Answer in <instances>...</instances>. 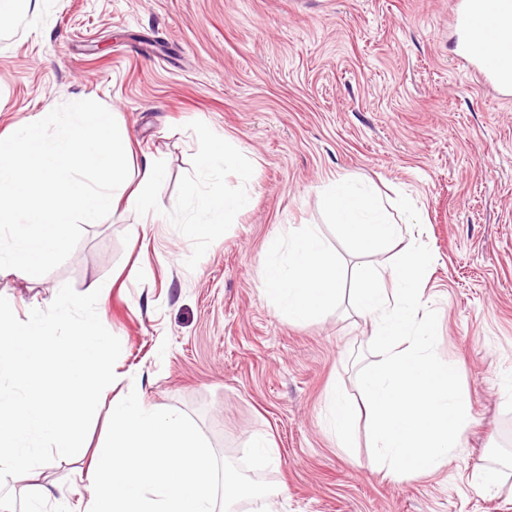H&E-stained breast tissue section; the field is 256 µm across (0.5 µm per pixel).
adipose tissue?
Wrapping results in <instances>:
<instances>
[{
  "instance_id": "1",
  "label": "adipose tissue",
  "mask_w": 512,
  "mask_h": 512,
  "mask_svg": "<svg viewBox=\"0 0 512 512\" xmlns=\"http://www.w3.org/2000/svg\"><path fill=\"white\" fill-rule=\"evenodd\" d=\"M325 204L339 231L359 250H376L402 236L400 225L387 221L381 201L352 179L332 181ZM341 279L339 261L310 224L289 229L285 250L272 252L263 269L268 296L294 321L335 306Z\"/></svg>"
}]
</instances>
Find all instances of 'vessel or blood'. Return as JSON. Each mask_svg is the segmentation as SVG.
I'll use <instances>...</instances> for the list:
<instances>
[{
	"label": "vessel or blood",
	"instance_id": "vessel-or-blood-1",
	"mask_svg": "<svg viewBox=\"0 0 512 512\" xmlns=\"http://www.w3.org/2000/svg\"><path fill=\"white\" fill-rule=\"evenodd\" d=\"M463 62L484 88L512 97V0H457Z\"/></svg>",
	"mask_w": 512,
	"mask_h": 512
}]
</instances>
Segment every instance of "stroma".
Instances as JSON below:
<instances>
[{
	"instance_id": "stroma-1",
	"label": "stroma",
	"mask_w": 512,
	"mask_h": 512,
	"mask_svg": "<svg viewBox=\"0 0 512 512\" xmlns=\"http://www.w3.org/2000/svg\"><path fill=\"white\" fill-rule=\"evenodd\" d=\"M451 0H54L21 9L0 32V133L84 99L130 134L132 169L166 163L155 223L131 239L135 210L83 227L70 257L27 279L0 277L26 319L63 284L102 286L97 313L122 351L87 439L104 438L113 399L191 416L220 458L272 439L277 512H512V481L485 493L476 465L512 461V100L477 86L448 29ZM226 137L254 167L252 204L195 269L192 243L168 220L198 149L192 121ZM370 185L393 222L433 261L423 299L438 313L436 352L454 366L471 426L440 470L383 477L366 458L356 355L373 326L350 306L351 273L389 266L396 242L360 252L332 223L325 187ZM416 206L407 214L399 194ZM142 223V222H141ZM313 224L342 261L338 306L289 321L264 291L269 252L289 227ZM355 407L353 445L325 415L333 391ZM74 461L38 482L63 487L62 512H86Z\"/></svg>"
}]
</instances>
